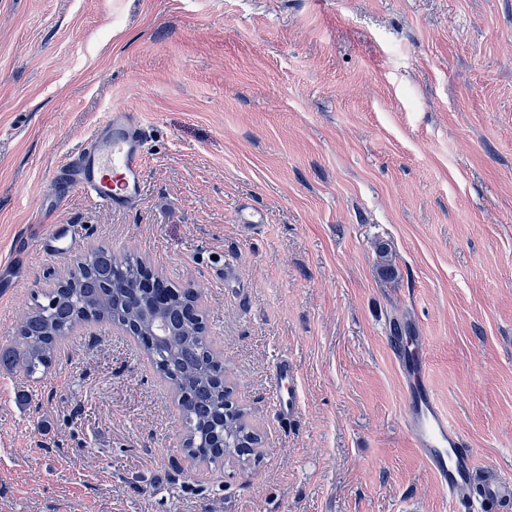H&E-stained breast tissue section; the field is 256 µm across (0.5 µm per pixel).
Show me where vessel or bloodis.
<instances>
[{
  "mask_svg": "<svg viewBox=\"0 0 512 512\" xmlns=\"http://www.w3.org/2000/svg\"><path fill=\"white\" fill-rule=\"evenodd\" d=\"M146 143L137 116L114 109L76 152L65 157L61 171L71 189L107 209H127L143 194ZM79 236L75 225L49 224L45 227L44 245L47 250L64 255ZM397 363L405 377L407 431L452 502L462 512H471L476 505L482 512H512L511 475H491L479 503L465 498L478 465L475 453L462 449L461 433L440 407L431 388L424 355L403 349L398 353ZM275 377L274 409L285 420L299 410L296 377L284 360L277 364Z\"/></svg>",
  "mask_w": 512,
  "mask_h": 512,
  "instance_id": "obj_1",
  "label": "vessel or blood"
}]
</instances>
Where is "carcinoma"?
<instances>
[{"label":"carcinoma","mask_w":512,"mask_h":512,"mask_svg":"<svg viewBox=\"0 0 512 512\" xmlns=\"http://www.w3.org/2000/svg\"><path fill=\"white\" fill-rule=\"evenodd\" d=\"M141 268L139 259L131 255L118 256L109 248L93 251L70 283L53 289L47 303L28 314L19 334L22 353L0 350V366H18L29 376L45 372L54 359L56 342L89 318L110 321L118 313L136 321L141 332L148 334L162 319L172 332L148 351L158 369L176 368L181 390L188 394V400L179 402L185 423H194L188 455L217 466L228 460L243 470L249 468L256 461L249 446L260 443L262 436L244 409L231 414L225 409L232 387L214 380L224 364L212 352L199 320L185 315L186 306L196 303L198 295L189 289L170 290L167 302L159 307L152 298L129 288L111 294L102 288L107 281L137 280Z\"/></svg>","instance_id":"cac0c4a2"}]
</instances>
